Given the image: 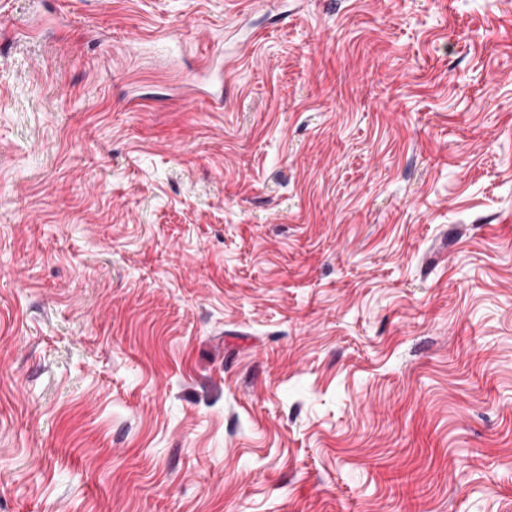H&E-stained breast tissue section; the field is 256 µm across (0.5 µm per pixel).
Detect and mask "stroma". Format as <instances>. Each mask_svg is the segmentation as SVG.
Here are the masks:
<instances>
[{
	"instance_id": "1",
	"label": "stroma",
	"mask_w": 512,
	"mask_h": 512,
	"mask_svg": "<svg viewBox=\"0 0 512 512\" xmlns=\"http://www.w3.org/2000/svg\"><path fill=\"white\" fill-rule=\"evenodd\" d=\"M0 512H512V0H0Z\"/></svg>"
}]
</instances>
